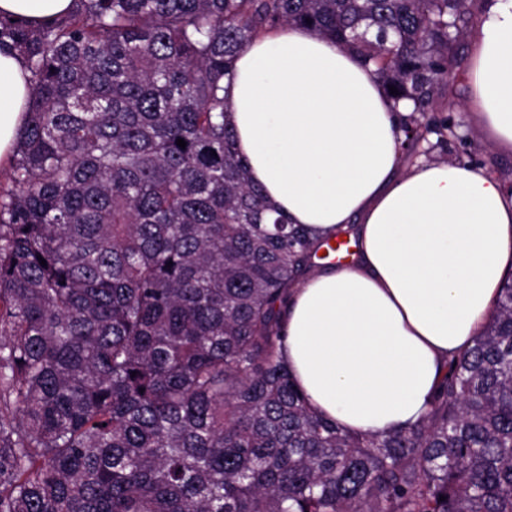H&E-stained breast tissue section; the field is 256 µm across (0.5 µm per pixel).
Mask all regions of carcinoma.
I'll use <instances>...</instances> for the list:
<instances>
[{
	"label": "carcinoma",
	"mask_w": 512,
	"mask_h": 512,
	"mask_svg": "<svg viewBox=\"0 0 512 512\" xmlns=\"http://www.w3.org/2000/svg\"><path fill=\"white\" fill-rule=\"evenodd\" d=\"M479 8L72 0L49 24L0 17L31 85L0 189V512H512V275L419 421L341 428L279 347L288 290L349 230L319 245L276 214L226 122L240 50L296 25L398 90L410 146L453 136L434 111Z\"/></svg>",
	"instance_id": "obj_1"
}]
</instances>
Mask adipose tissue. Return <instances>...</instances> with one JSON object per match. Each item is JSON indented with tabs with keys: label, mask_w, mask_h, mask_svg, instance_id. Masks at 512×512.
I'll list each match as a JSON object with an SVG mask.
<instances>
[{
	"label": "adipose tissue",
	"mask_w": 512,
	"mask_h": 512,
	"mask_svg": "<svg viewBox=\"0 0 512 512\" xmlns=\"http://www.w3.org/2000/svg\"><path fill=\"white\" fill-rule=\"evenodd\" d=\"M72 0H0L48 21ZM22 59L0 52V163L29 108ZM469 106L512 152V0H485L471 39ZM228 97L252 184L315 240L356 227L357 257L316 270L281 309L280 355L309 405L340 427L387 433L422 418L443 362L469 349L512 270V194L454 162L399 174L402 115L360 58L286 26L238 54Z\"/></svg>",
	"instance_id": "ef3b65f1"
}]
</instances>
